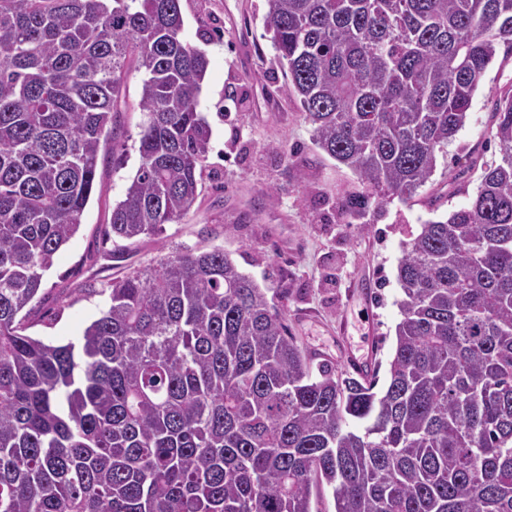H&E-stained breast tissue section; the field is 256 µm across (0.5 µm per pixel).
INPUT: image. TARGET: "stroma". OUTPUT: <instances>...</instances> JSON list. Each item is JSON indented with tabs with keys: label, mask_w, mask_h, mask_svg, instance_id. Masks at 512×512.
<instances>
[{
	"label": "stroma",
	"mask_w": 512,
	"mask_h": 512,
	"mask_svg": "<svg viewBox=\"0 0 512 512\" xmlns=\"http://www.w3.org/2000/svg\"><path fill=\"white\" fill-rule=\"evenodd\" d=\"M180 9L184 39L209 60L197 110L212 137L199 195L161 235L138 238L124 260L107 259L115 245L103 231L139 165L142 75L130 73L120 114L124 163L113 166L111 154H101V191L45 272L29 335L54 345L78 341L109 304L104 284L127 266L216 246L266 288L303 350L346 370L360 355L384 367L400 319L401 244L426 221L467 206L483 163L499 159L491 113L494 100L512 92V54H499L481 77L469 118L432 180L412 201L373 206L357 219L344 206L362 190L357 174L315 146L298 100L284 92L265 30L268 0H180Z\"/></svg>",
	"instance_id": "stroma-1"
}]
</instances>
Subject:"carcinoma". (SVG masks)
Returning <instances> with one entry per match:
<instances>
[{"instance_id": "cac0c4a2", "label": "carcinoma", "mask_w": 512, "mask_h": 512, "mask_svg": "<svg viewBox=\"0 0 512 512\" xmlns=\"http://www.w3.org/2000/svg\"><path fill=\"white\" fill-rule=\"evenodd\" d=\"M266 26L346 201L411 200L468 119L512 0H268ZM179 0H0V512H512V94L472 202L403 243L388 377L288 336L221 248L174 250L106 283L80 344L22 312L77 233L99 155L143 73L140 165L113 239L193 206L211 128L206 55Z\"/></svg>"}]
</instances>
